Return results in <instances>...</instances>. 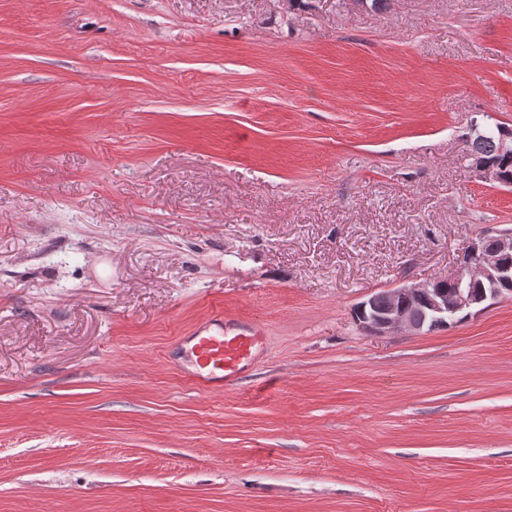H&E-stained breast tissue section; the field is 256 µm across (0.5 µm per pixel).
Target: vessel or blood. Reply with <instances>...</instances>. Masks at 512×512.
Listing matches in <instances>:
<instances>
[{
	"label": "vessel or blood",
	"mask_w": 512,
	"mask_h": 512,
	"mask_svg": "<svg viewBox=\"0 0 512 512\" xmlns=\"http://www.w3.org/2000/svg\"><path fill=\"white\" fill-rule=\"evenodd\" d=\"M263 333L258 325L228 328L223 313H215L205 325L197 327L186 342L194 359L193 382L205 390L235 386L252 364Z\"/></svg>",
	"instance_id": "obj_1"
}]
</instances>
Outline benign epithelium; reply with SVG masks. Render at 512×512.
<instances>
[{
  "label": "benign epithelium",
  "mask_w": 512,
  "mask_h": 512,
  "mask_svg": "<svg viewBox=\"0 0 512 512\" xmlns=\"http://www.w3.org/2000/svg\"><path fill=\"white\" fill-rule=\"evenodd\" d=\"M507 257H512L511 230L497 234L491 247L480 239L471 246L467 260L444 278L448 288L438 287L435 280L394 288L387 295V307L380 312L371 296L359 304L358 324L379 336L401 329L420 332L429 322H445L456 313L475 315L505 298L499 284L512 281Z\"/></svg>",
  "instance_id": "7a95c632"
}]
</instances>
